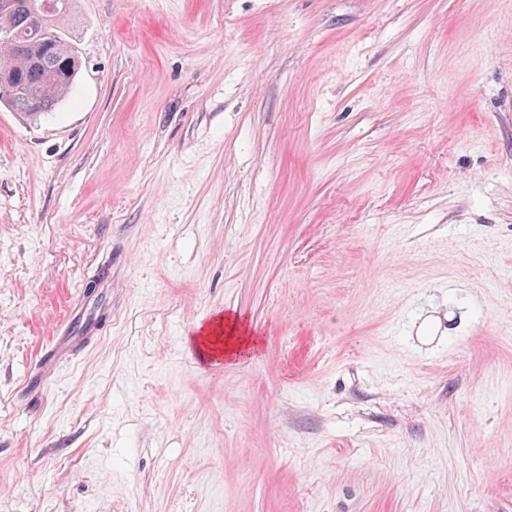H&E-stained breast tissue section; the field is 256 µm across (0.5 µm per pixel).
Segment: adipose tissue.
<instances>
[{
	"mask_svg": "<svg viewBox=\"0 0 512 512\" xmlns=\"http://www.w3.org/2000/svg\"><path fill=\"white\" fill-rule=\"evenodd\" d=\"M193 341L198 358L204 362L220 357H239L254 352L257 347L256 339L248 334L243 323L228 316L201 327Z\"/></svg>",
	"mask_w": 512,
	"mask_h": 512,
	"instance_id": "adipose-tissue-1",
	"label": "adipose tissue"
}]
</instances>
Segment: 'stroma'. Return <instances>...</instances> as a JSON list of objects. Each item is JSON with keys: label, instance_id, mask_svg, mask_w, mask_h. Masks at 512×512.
Wrapping results in <instances>:
<instances>
[{"label": "stroma", "instance_id": "obj_1", "mask_svg": "<svg viewBox=\"0 0 512 512\" xmlns=\"http://www.w3.org/2000/svg\"><path fill=\"white\" fill-rule=\"evenodd\" d=\"M65 33L67 98L0 107V512H512V0ZM219 314L258 350L204 367Z\"/></svg>", "mask_w": 512, "mask_h": 512}]
</instances>
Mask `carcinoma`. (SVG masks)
Segmentation results:
<instances>
[{
    "instance_id": "1",
    "label": "carcinoma",
    "mask_w": 512,
    "mask_h": 512,
    "mask_svg": "<svg viewBox=\"0 0 512 512\" xmlns=\"http://www.w3.org/2000/svg\"><path fill=\"white\" fill-rule=\"evenodd\" d=\"M42 0H14V8L0 12V30L10 29L16 40L0 38V68L8 67L20 87L8 105L14 112L39 117L53 111L67 96L75 80L79 61L73 43L61 32L59 21L67 15L72 0H56L58 10L44 22L32 15V7ZM26 49L15 51V42Z\"/></svg>"
}]
</instances>
